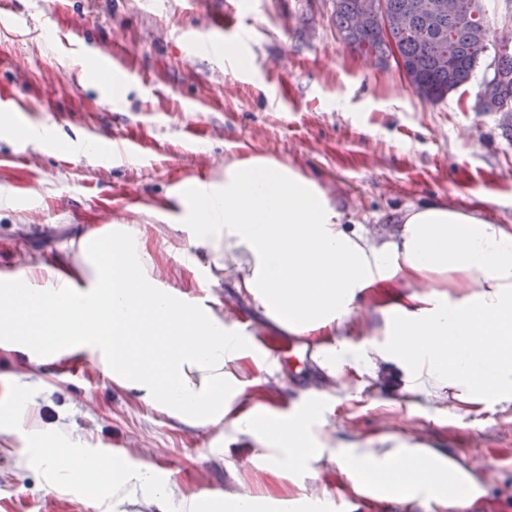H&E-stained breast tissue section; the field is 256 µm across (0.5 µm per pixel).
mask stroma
Masks as SVG:
<instances>
[{
	"label": "stroma",
	"mask_w": 512,
	"mask_h": 512,
	"mask_svg": "<svg viewBox=\"0 0 512 512\" xmlns=\"http://www.w3.org/2000/svg\"><path fill=\"white\" fill-rule=\"evenodd\" d=\"M233 45L249 67L224 57ZM126 87L110 103L102 56ZM477 83L430 102L394 62L351 51L336 32L333 0H0V100H16L18 126L46 127L37 146L0 139V273L65 264L72 240L124 224L144 243L154 276L169 288L231 311L233 323L274 334L233 284L237 260L216 268L181 221L180 185L220 181L225 163L262 157L298 168L346 210L349 229L389 238L400 210L443 199L492 195L485 215L512 225V141L496 112L474 107ZM134 141L136 156L91 154L77 140ZM407 288L365 290L341 331L354 352L383 347L384 309ZM291 345L272 367L238 360L241 408L294 413L318 393L337 445L422 444L477 469L484 494L475 512H512V404L406 388L404 371L340 364L328 376L320 336L278 335ZM38 421L82 437L121 463L175 474L199 501L260 493L263 512H444L416 500L354 495L332 465L316 478L275 476L256 445L214 427L190 428L142 406L100 369L69 356L31 368L0 350V412L17 392ZM24 443L0 432V512H100L91 489L49 486L22 463Z\"/></svg>",
	"instance_id": "obj_1"
}]
</instances>
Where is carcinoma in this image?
<instances>
[{
	"mask_svg": "<svg viewBox=\"0 0 512 512\" xmlns=\"http://www.w3.org/2000/svg\"><path fill=\"white\" fill-rule=\"evenodd\" d=\"M366 2L333 0L336 28L351 50L380 59L398 56L418 85L419 95L437 102L469 84L480 61L492 49L494 75L500 76V99L479 96L475 109L492 112L499 100L512 101V37L506 41L490 39L477 20L458 19L437 9L419 15L413 10L415 0H384V16L405 18L401 27L391 26L385 31L383 20L360 27L356 13Z\"/></svg>",
	"mask_w": 512,
	"mask_h": 512,
	"instance_id": "1",
	"label": "carcinoma"
}]
</instances>
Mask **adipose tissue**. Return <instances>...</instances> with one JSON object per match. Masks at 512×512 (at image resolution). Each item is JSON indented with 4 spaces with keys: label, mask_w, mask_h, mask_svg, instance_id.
I'll use <instances>...</instances> for the list:
<instances>
[{
    "label": "adipose tissue",
    "mask_w": 512,
    "mask_h": 512,
    "mask_svg": "<svg viewBox=\"0 0 512 512\" xmlns=\"http://www.w3.org/2000/svg\"><path fill=\"white\" fill-rule=\"evenodd\" d=\"M484 195L453 207L431 200L407 208L392 239L346 227L345 214L318 182L265 159L228 163L220 184L200 183L182 201L195 246L220 260L245 257L239 287L277 327L299 336H333L357 296L396 283L436 286L452 276L458 297L429 304L411 294L386 314V345L375 355L326 349L322 365L354 357L364 367L395 362L409 387L453 388L459 397L512 403V225L482 213ZM129 230L104 227L77 242L84 272L40 267L0 274V348L39 367L83 350L114 385L143 406L189 427L227 426L260 445L273 473L337 466L354 491L378 500L422 499L459 512L484 489L473 469L430 448H338L324 431V406L293 414L246 413L233 404L244 390L230 369L242 357L270 364L266 350L225 324L213 307L160 286ZM44 287H35V279ZM480 343H471V336ZM26 397L0 414V430L27 444L24 463L53 486L93 488L113 505L146 500L155 512H262L258 494L180 501L154 468H130L85 450L58 428L28 425Z\"/></svg>",
    "instance_id": "obj_1"
}]
</instances>
